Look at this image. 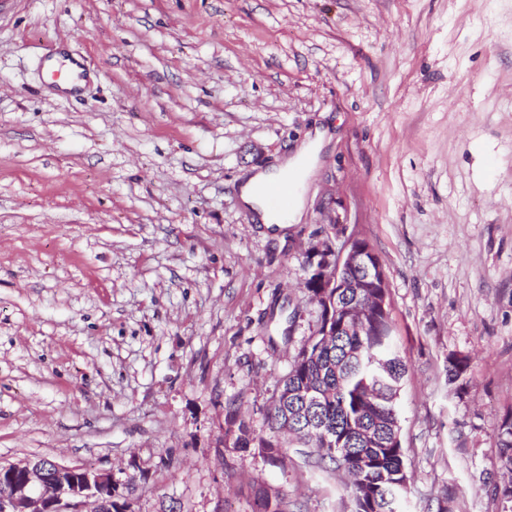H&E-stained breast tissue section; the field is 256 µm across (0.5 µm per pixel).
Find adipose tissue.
Here are the masks:
<instances>
[{"instance_id":"obj_1","label":"adipose tissue","mask_w":512,"mask_h":512,"mask_svg":"<svg viewBox=\"0 0 512 512\" xmlns=\"http://www.w3.org/2000/svg\"><path fill=\"white\" fill-rule=\"evenodd\" d=\"M324 138V132H315L314 136L308 138L306 144L296 155L288 158L280 166L265 169L254 168L242 175L238 187V200L244 208L252 212L258 223L270 228L281 227L299 220L303 208L301 196H294L288 214L282 215L271 210L266 202L263 189L268 185L288 181L296 185L300 184L308 170L316 162Z\"/></svg>"}]
</instances>
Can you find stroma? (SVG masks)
Segmentation results:
<instances>
[{"label": "stroma", "mask_w": 512, "mask_h": 512, "mask_svg": "<svg viewBox=\"0 0 512 512\" xmlns=\"http://www.w3.org/2000/svg\"><path fill=\"white\" fill-rule=\"evenodd\" d=\"M84 65L79 91L51 61ZM332 139L304 216L239 177ZM355 226L388 281L402 512H512V0H12L0 11V465L111 471L129 512H354L255 429L319 311L302 252ZM469 361L462 385L448 359ZM254 500L259 508L258 512H288V499L282 492L270 494L265 485L254 488Z\"/></svg>", "instance_id": "1"}]
</instances>
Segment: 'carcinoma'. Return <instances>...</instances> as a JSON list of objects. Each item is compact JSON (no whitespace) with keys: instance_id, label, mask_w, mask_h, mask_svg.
<instances>
[{"instance_id":"obj_1","label":"carcinoma","mask_w":512,"mask_h":512,"mask_svg":"<svg viewBox=\"0 0 512 512\" xmlns=\"http://www.w3.org/2000/svg\"><path fill=\"white\" fill-rule=\"evenodd\" d=\"M375 294L374 288H345L340 296L347 303L364 305ZM391 340L388 318L380 310L373 313L368 325L342 332L329 346L322 344V337L310 336L295 354L288 373L277 381L265 417L268 431H256L240 416L236 401L230 400L225 405L224 444L259 455L285 448L281 429L286 411L292 407L285 394L318 389L323 394L318 409L322 429L295 445L316 449L317 462L328 461L338 470L351 474L364 469L363 481L352 487L355 512H368L377 500L382 512H394L397 498L406 492L402 484L407 472L402 444L385 429L398 418L392 397L401 386L406 365L390 350ZM374 355L391 358L389 373L373 371L370 359ZM467 369L466 358L448 360V380H461ZM498 442L504 465L512 471V415L503 419ZM254 500L258 512H289L285 495L272 494L264 485L254 488Z\"/></svg>"}]
</instances>
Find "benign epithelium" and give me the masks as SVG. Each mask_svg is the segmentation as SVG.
I'll return each instance as SVG.
<instances>
[{"label":"benign epithelium","instance_id":"1","mask_svg":"<svg viewBox=\"0 0 512 512\" xmlns=\"http://www.w3.org/2000/svg\"><path fill=\"white\" fill-rule=\"evenodd\" d=\"M331 234L305 251L316 267V287L385 288L383 265L370 243L356 246L361 236L348 225L330 222ZM344 238L337 246L333 239ZM29 459L0 470L7 493L0 497V512H125L112 509V472L83 466L55 465Z\"/></svg>","mask_w":512,"mask_h":512}]
</instances>
